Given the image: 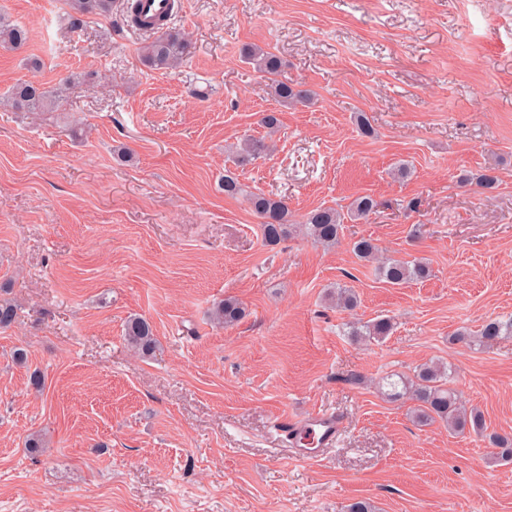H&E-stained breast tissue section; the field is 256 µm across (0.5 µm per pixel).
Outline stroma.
<instances>
[{"label": "stroma", "instance_id": "obj_1", "mask_svg": "<svg viewBox=\"0 0 512 512\" xmlns=\"http://www.w3.org/2000/svg\"><path fill=\"white\" fill-rule=\"evenodd\" d=\"M64 12L0 0L31 32L0 48V93L33 76L31 54L50 85L97 75L65 111L0 109V297L20 308L0 330V512H512V463L490 462L481 436L417 425L378 387L447 363L486 432L512 435V336L450 341L512 314V0H184L191 53L168 73L139 62L150 34L100 17L73 29ZM248 44L313 103H277ZM269 111L274 150L235 167L228 146L266 138ZM492 164L496 189L464 184ZM230 169L244 196L224 195ZM250 193L286 200L294 224L364 195L379 208L336 247L269 246ZM360 237L432 277L385 283L352 253ZM339 284L357 308L331 305ZM227 297L246 316L223 327L211 311ZM133 315L153 323L154 357L128 347ZM382 316L383 341L350 336ZM319 410L343 437L296 459L276 423Z\"/></svg>", "mask_w": 512, "mask_h": 512}]
</instances>
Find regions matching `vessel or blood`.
I'll list each match as a JSON object with an SVG mask.
<instances>
[{"instance_id":"obj_1","label":"vessel or blood","mask_w":512,"mask_h":512,"mask_svg":"<svg viewBox=\"0 0 512 512\" xmlns=\"http://www.w3.org/2000/svg\"><path fill=\"white\" fill-rule=\"evenodd\" d=\"M173 10L171 0H141V30L150 32L155 25L170 21ZM281 428L297 458L311 460L316 456V448L335 446L342 432V420L334 412L318 411L299 418L283 417Z\"/></svg>"}]
</instances>
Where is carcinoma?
Wrapping results in <instances>:
<instances>
[{"label":"carcinoma","mask_w":512,"mask_h":512,"mask_svg":"<svg viewBox=\"0 0 512 512\" xmlns=\"http://www.w3.org/2000/svg\"><path fill=\"white\" fill-rule=\"evenodd\" d=\"M67 21L70 27H82L86 19L94 16L110 18L117 15L122 24H129L137 5L131 0L122 9H117L115 0H66ZM30 41V31L21 24L0 16V47L19 49ZM191 43L187 35L173 27L155 32V36L140 48V60L146 67L167 72L178 68L189 55ZM243 58L267 80L272 96L285 104L308 105L315 94L310 89H301L277 79L281 61L273 52L257 45L243 48ZM91 84L90 75L71 72L53 85L35 80H20L0 95V102L20 112H54L77 87ZM268 150L260 140H244L232 148L234 163L243 167ZM222 190L227 197L243 195L237 177L229 170L224 173ZM248 201L261 219L266 243L276 245L292 234L289 224L288 205L281 199L254 194ZM377 203L369 196L356 198L347 212L332 207L312 210L304 224L298 227L304 237L325 247L336 245L344 220H358L373 213ZM354 254L362 261L371 262L378 258L379 247L371 239L362 238L352 245ZM378 277L392 286L411 281H423L431 276L430 266L418 259L386 258L375 266ZM246 316V309L234 298L219 302L213 311V318L224 325H233ZM19 318L18 306L9 300H0V329H8ZM393 330L389 318H379L360 327H353L350 335L368 342L384 340ZM127 342L138 355L147 358L157 349V337L152 324L142 316H133L126 323ZM512 335V316L496 317L485 322L480 332L472 334L460 328L451 337L452 342L469 345L474 342L490 344L501 336ZM451 370L443 363L425 362L418 365L411 377L392 375L383 379V386L393 399H408L413 403L412 414L419 423L441 422L453 434H463L470 429L483 430L481 413L467 410L449 386ZM491 455L498 461H512V436L487 435Z\"/></svg>","instance_id":"obj_1"}]
</instances>
